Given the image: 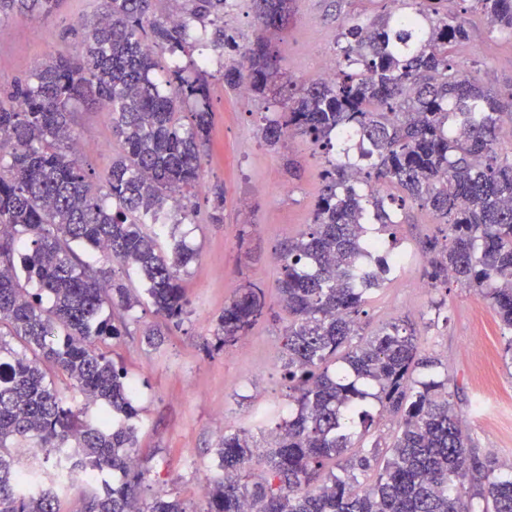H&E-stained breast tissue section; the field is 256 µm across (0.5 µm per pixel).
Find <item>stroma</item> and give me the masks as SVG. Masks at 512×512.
<instances>
[{
    "label": "stroma",
    "instance_id": "1",
    "mask_svg": "<svg viewBox=\"0 0 512 512\" xmlns=\"http://www.w3.org/2000/svg\"><path fill=\"white\" fill-rule=\"evenodd\" d=\"M100 0H63L58 12L39 19L22 16L0 22V89L27 75L32 61L61 51H76L74 31L92 19ZM449 16H464L470 43L465 62L485 85L512 90V38L491 32L477 13H461L459 0H447ZM380 0H291L288 18L273 36L283 80L318 79L325 59L335 53L337 33L358 16L373 18ZM213 112L210 142L202 156L205 185L194 199L198 221L180 233L197 250L196 261L183 277L188 314L170 327L155 346L143 342L145 327L158 324L152 306L133 312L130 336L112 348L136 388L140 410L141 494L177 496L188 506L199 501L200 472L216 470L214 450L225 431L249 429L258 447H266L270 423L256 413L272 405L287 406L288 383L282 367V335L287 316L277 285L276 255L312 223L322 189L325 157L304 138L291 135L270 147L255 127L256 113H273L275 91L255 98L225 87L212 63ZM83 163L97 186H104L120 145L112 138L111 116L95 108L77 112ZM293 161L295 174L285 163ZM224 191V220L212 223L214 187ZM445 225L430 212L407 207L397 229L398 247L410 256L407 267L375 290L361 323L366 331L408 319L419 329L421 354L440 359L448 371L452 402L465 421L473 453L512 463V366L502 355L505 340L491 306L474 291L449 284L424 288L423 241L443 236ZM265 292L263 317L237 343L210 349L217 316L245 286ZM443 300L440 313L430 303ZM487 350L480 357L467 351L473 338Z\"/></svg>",
    "mask_w": 512,
    "mask_h": 512
}]
</instances>
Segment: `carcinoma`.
<instances>
[{"label":"carcinoma","mask_w":512,"mask_h":512,"mask_svg":"<svg viewBox=\"0 0 512 512\" xmlns=\"http://www.w3.org/2000/svg\"><path fill=\"white\" fill-rule=\"evenodd\" d=\"M289 2L253 0L259 34L222 67L224 86L261 96L277 79L269 34ZM443 2L384 0L382 15L352 19L336 36L335 78L288 85L277 113L258 120L271 147L292 132L335 155L313 223L277 255L288 417L264 412L275 425L262 451L248 429L224 432L217 473L192 509L140 494L139 410L108 340L127 334L145 303L175 326L187 314L182 276L197 251L176 230L195 223L190 198L212 126L208 57L193 54L238 51L224 32L231 0H184L176 23L156 0H101L81 25L82 54L52 55L0 92V512H60L54 489L21 492L41 479L23 463L30 447L100 474L83 488V512H244L247 502L254 512H512V466L467 448L448 376L421 356L417 325L360 333L359 315L399 258L386 237L410 203L448 226L422 246L431 287L478 291L512 334V156L498 152L512 92L466 68L468 28ZM467 2L512 37V0ZM59 4L0 0V20ZM89 105L112 113L122 142L103 191L73 148V113ZM112 262L139 275L143 294ZM264 308L262 289H240L216 319L214 347L245 335ZM386 414L400 431L383 462L347 457L353 425L367 430Z\"/></svg>","instance_id":"carcinoma-1"}]
</instances>
